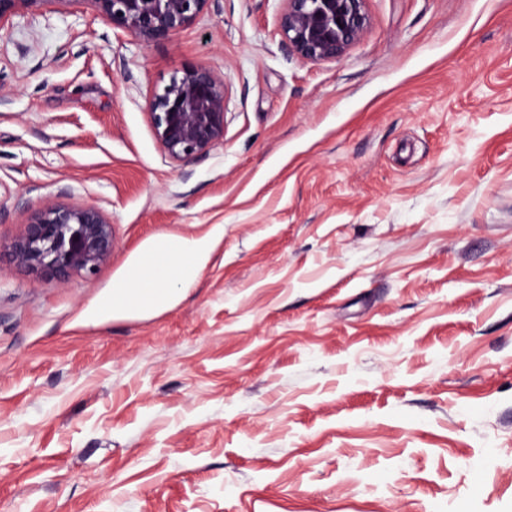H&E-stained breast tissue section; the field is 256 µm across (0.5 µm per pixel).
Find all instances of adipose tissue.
I'll return each instance as SVG.
<instances>
[{"label":"adipose tissue","instance_id":"1","mask_svg":"<svg viewBox=\"0 0 512 512\" xmlns=\"http://www.w3.org/2000/svg\"><path fill=\"white\" fill-rule=\"evenodd\" d=\"M223 227L199 237L159 235L148 242L145 257L128 265L109 295L89 311L91 319L105 322L156 313L174 305L180 290L193 285L205 266Z\"/></svg>","mask_w":512,"mask_h":512}]
</instances>
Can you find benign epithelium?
Here are the masks:
<instances>
[{
	"instance_id": "benign-epithelium-1",
	"label": "benign epithelium",
	"mask_w": 512,
	"mask_h": 512,
	"mask_svg": "<svg viewBox=\"0 0 512 512\" xmlns=\"http://www.w3.org/2000/svg\"><path fill=\"white\" fill-rule=\"evenodd\" d=\"M48 0H0V31L21 9ZM94 11L144 45L170 39L212 0H88ZM279 28L288 48L316 61L341 57L366 32L365 0H282ZM155 139L170 159L209 153L224 138V75L205 65L175 72L149 103ZM112 224L93 204L48 197L17 237L0 240L13 265L43 277L93 274L112 256Z\"/></svg>"
}]
</instances>
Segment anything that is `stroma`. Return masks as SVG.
I'll use <instances>...</instances> for the list:
<instances>
[{
  "instance_id": "stroma-1",
  "label": "stroma",
  "mask_w": 512,
  "mask_h": 512,
  "mask_svg": "<svg viewBox=\"0 0 512 512\" xmlns=\"http://www.w3.org/2000/svg\"><path fill=\"white\" fill-rule=\"evenodd\" d=\"M281 9L146 46L53 0L0 33V238L50 196L114 237L65 280L0 255V512H512V0H366L328 61ZM188 64L224 138L176 162L149 100ZM215 224L176 305L84 320Z\"/></svg>"
}]
</instances>
